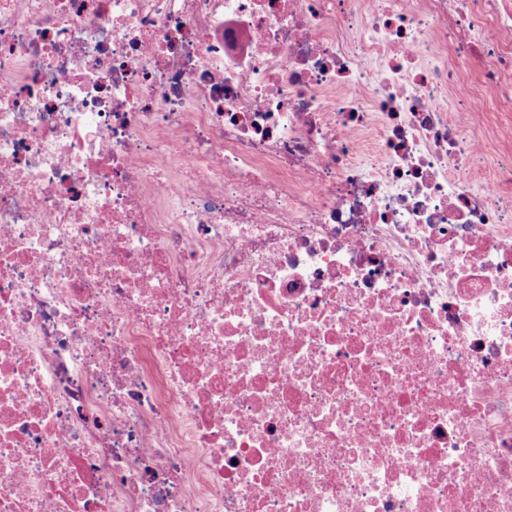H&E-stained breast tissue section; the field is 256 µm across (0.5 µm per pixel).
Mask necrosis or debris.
Returning <instances> with one entry per match:
<instances>
[{"mask_svg":"<svg viewBox=\"0 0 512 512\" xmlns=\"http://www.w3.org/2000/svg\"><path fill=\"white\" fill-rule=\"evenodd\" d=\"M494 102L512 0H0V512H512Z\"/></svg>","mask_w":512,"mask_h":512,"instance_id":"1","label":"necrosis or debris"}]
</instances>
